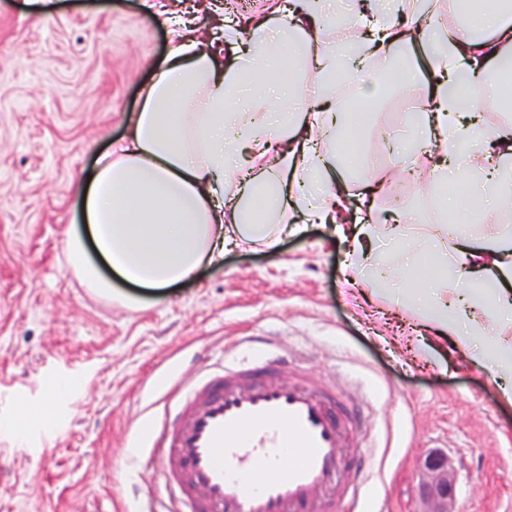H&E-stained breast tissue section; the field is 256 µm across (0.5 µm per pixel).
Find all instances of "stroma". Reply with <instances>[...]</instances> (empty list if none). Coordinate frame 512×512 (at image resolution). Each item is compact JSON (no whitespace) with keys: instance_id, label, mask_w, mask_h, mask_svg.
Instances as JSON below:
<instances>
[{"instance_id":"obj_1","label":"stroma","mask_w":512,"mask_h":512,"mask_svg":"<svg viewBox=\"0 0 512 512\" xmlns=\"http://www.w3.org/2000/svg\"><path fill=\"white\" fill-rule=\"evenodd\" d=\"M165 0L208 39L225 16H259L273 0ZM170 33L143 0H0V512H167L159 473L124 467L178 381L200 366L251 358L273 336L305 372L336 386L366 422L346 449L364 470L365 512H419L423 458L448 455L455 512H512V403L492 364L472 362L424 329L390 290L349 280V239L312 224L277 251L232 249L220 266L161 291L88 288L73 271L72 179L126 133ZM362 131L392 123L401 91L367 62ZM430 164L414 182L387 177L372 220L377 246L392 211L411 214L422 247L439 215Z\"/></svg>"}]
</instances>
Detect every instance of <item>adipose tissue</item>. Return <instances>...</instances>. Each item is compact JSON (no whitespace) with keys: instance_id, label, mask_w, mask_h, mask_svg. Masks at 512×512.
<instances>
[{"instance_id":"1","label":"adipose tissue","mask_w":512,"mask_h":512,"mask_svg":"<svg viewBox=\"0 0 512 512\" xmlns=\"http://www.w3.org/2000/svg\"><path fill=\"white\" fill-rule=\"evenodd\" d=\"M438 3L355 0L348 14L364 58L387 64L408 45L425 46L430 89L413 146L393 149L395 165L430 158L440 185L480 171L464 199L443 207L489 225L512 207V135L475 149L481 106L467 89L512 57V0H488L477 26L460 17L458 0L444 11ZM340 15L332 0H279L248 35L226 22L221 44L174 32L139 110L128 116L126 136L70 185L84 226L70 237V261L89 287L112 288L101 261L126 282L163 289L220 264L230 249L273 251L305 224L343 223L349 183H375L378 170L334 147L344 129L336 78L364 77L347 44L328 37ZM306 70L315 88L302 84ZM410 222L397 217L391 240L404 247ZM347 268L397 284L437 335L475 345L474 361L496 365L512 403V334L497 325L512 311L511 232L452 237L440 224L423 252L404 247L392 266L353 253ZM448 269L454 280L444 278Z\"/></svg>"}]
</instances>
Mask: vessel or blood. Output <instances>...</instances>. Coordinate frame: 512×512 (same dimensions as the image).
Instances as JSON below:
<instances>
[{"mask_svg":"<svg viewBox=\"0 0 512 512\" xmlns=\"http://www.w3.org/2000/svg\"><path fill=\"white\" fill-rule=\"evenodd\" d=\"M358 424L337 394L282 379L261 354L186 385L146 446L172 512H347L366 486L342 453Z\"/></svg>","mask_w":512,"mask_h":512,"instance_id":"1","label":"vessel or blood"}]
</instances>
